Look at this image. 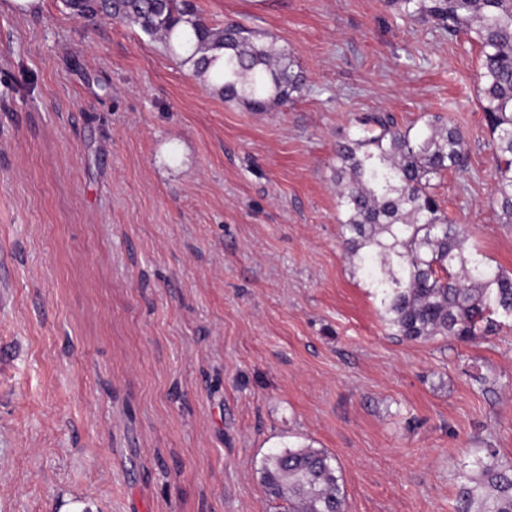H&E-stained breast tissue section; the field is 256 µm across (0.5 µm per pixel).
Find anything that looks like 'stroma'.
<instances>
[{"mask_svg": "<svg viewBox=\"0 0 512 512\" xmlns=\"http://www.w3.org/2000/svg\"><path fill=\"white\" fill-rule=\"evenodd\" d=\"M275 35L306 83L225 102L161 40L0 0V512H284L261 481L305 442L346 512H453L512 466V317L391 336L339 237L336 149L367 117L467 140L436 192L512 272L467 36L389 0H187ZM455 512H512V468L500 465L494 451L459 477Z\"/></svg>", "mask_w": 512, "mask_h": 512, "instance_id": "35a3bbf8", "label": "stroma"}]
</instances>
